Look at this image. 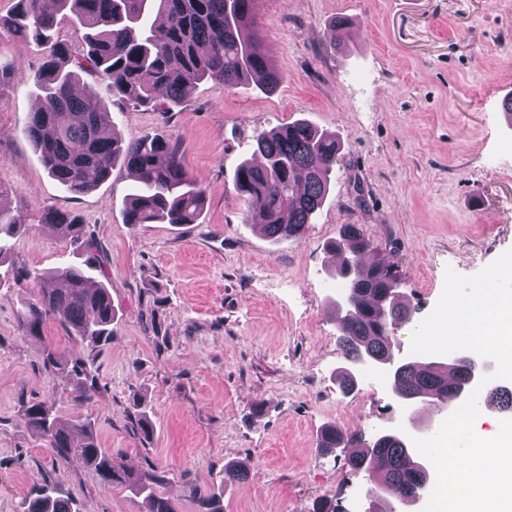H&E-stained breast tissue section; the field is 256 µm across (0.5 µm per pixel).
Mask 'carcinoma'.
Returning <instances> with one entry per match:
<instances>
[{
	"mask_svg": "<svg viewBox=\"0 0 512 512\" xmlns=\"http://www.w3.org/2000/svg\"><path fill=\"white\" fill-rule=\"evenodd\" d=\"M50 11L43 0H16L13 13L0 16V31L32 40L44 48L46 60L35 79L38 107L23 135L40 153L47 173L72 194L97 188L110 175L116 161L138 182L129 197L125 223L166 222L194 224L205 203V189L184 171L179 148L169 141L144 136L124 143L113 132L108 112L90 101L101 94L134 106L152 105L167 111L202 81L230 91L255 83L265 92L280 83L259 42L249 31L255 0H54ZM68 22L85 45V53L72 58L68 42L58 35ZM97 77L80 83V73ZM261 165L242 162L234 189L247 206L246 222L258 224L273 241L304 234L329 189V175L338 161L339 144L312 123L297 120L282 124L256 138ZM8 189L0 183V263L8 254L5 239L21 227L6 203ZM39 224H53L63 237L79 244L83 265H71L58 279L63 287L41 289L23 301L17 319L22 335L40 338L49 321L67 333L100 348L112 341L115 310L112 295L87 275L104 272L103 249L87 225L71 214L48 210ZM369 243L354 224L343 227L332 250L341 258L337 275L349 290L350 308L340 319L339 343L345 359L385 358L396 347L394 326L409 320L410 309L395 287L394 271L384 261H365ZM45 366L61 379L76 408L98 384L93 362L69 360L45 346ZM477 366L456 360L416 361L399 368L391 387L416 406L430 399L450 407L474 390ZM490 402L502 411L512 409V390L484 387ZM24 425L36 433L56 460L80 458L92 468L103 486L124 485L143 497L149 512H177L157 487L168 472L149 468L131 473L112 460V452L99 445L90 418L77 415L61 420L46 404L23 409ZM133 435L148 438L152 424L146 414L129 420ZM355 447L349 457L355 474L368 475L377 501L394 498L416 501L417 490L430 483L422 455L398 437L378 434L365 442L363 434L328 428L318 447L328 453ZM197 512H224L209 492L194 493ZM22 512H74L72 499L51 480H45L22 502Z\"/></svg>",
	"mask_w": 512,
	"mask_h": 512,
	"instance_id": "obj_1",
	"label": "carcinoma"
}]
</instances>
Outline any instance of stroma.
Wrapping results in <instances>:
<instances>
[{"label": "stroma", "instance_id": "35a3bbf8", "mask_svg": "<svg viewBox=\"0 0 512 512\" xmlns=\"http://www.w3.org/2000/svg\"><path fill=\"white\" fill-rule=\"evenodd\" d=\"M348 29L335 30V17ZM255 38L281 75L276 92L224 91L204 81L167 112L109 103L118 139L160 135L180 148L189 177L206 189L198 223L124 221L134 180L122 165L97 189L70 194L48 176L22 136L37 106L42 50L0 35V62L16 79L0 91V184L26 225L0 265V512H19L50 476L81 512H148L143 499L78 459L58 463L23 424V408H72L60 378L43 367L45 344L90 357L99 383L83 411L101 447L124 469L170 471L161 491L178 512H196L194 490L218 491L224 512H313L321 498L367 512L366 474L351 451L321 453L328 425L373 436L393 427L428 437L438 406L409 415L390 405L379 377L359 376L343 395L334 301L339 264L329 243L358 225L370 256L401 278L415 313L397 335L402 350L439 300L446 269L477 274L512 249V0H256ZM305 119L334 134L340 160L305 233L278 242L246 223L234 190L256 136ZM54 208L80 217L100 241L114 335L97 352L48 324L45 339L21 335L16 310L31 297L17 268L47 276L79 260L75 244L35 223ZM146 406L149 439L127 429ZM231 462L248 465L224 482Z\"/></svg>", "mask_w": 512, "mask_h": 512}]
</instances>
